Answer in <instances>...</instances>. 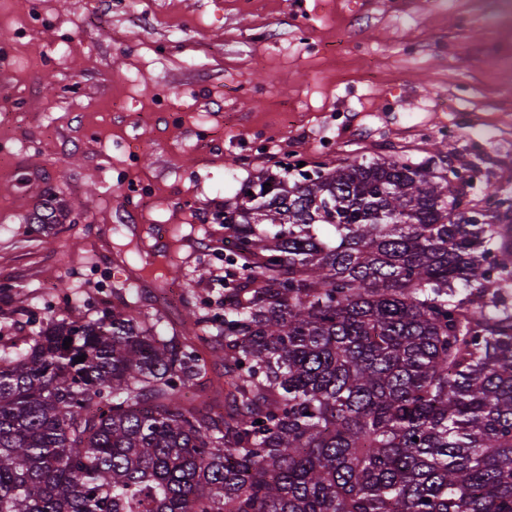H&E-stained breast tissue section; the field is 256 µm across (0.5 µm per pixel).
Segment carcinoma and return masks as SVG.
Here are the masks:
<instances>
[{"label": "carcinoma", "mask_w": 512, "mask_h": 512, "mask_svg": "<svg viewBox=\"0 0 512 512\" xmlns=\"http://www.w3.org/2000/svg\"><path fill=\"white\" fill-rule=\"evenodd\" d=\"M288 172L216 213L222 312L0 344V512H512V206L396 156Z\"/></svg>", "instance_id": "cac0c4a2"}]
</instances>
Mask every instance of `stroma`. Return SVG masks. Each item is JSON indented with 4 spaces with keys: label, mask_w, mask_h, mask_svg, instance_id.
Listing matches in <instances>:
<instances>
[{
    "label": "stroma",
    "mask_w": 512,
    "mask_h": 512,
    "mask_svg": "<svg viewBox=\"0 0 512 512\" xmlns=\"http://www.w3.org/2000/svg\"><path fill=\"white\" fill-rule=\"evenodd\" d=\"M0 0V337L121 306L128 273L171 335L231 267L215 212L300 155L306 169L444 145L453 191L512 201V15L498 0ZM319 47L302 49L299 24ZM368 44L360 54L357 41ZM68 41L71 53L52 46ZM42 68H34V59ZM119 111H112V104ZM262 131L275 154H254ZM145 142L135 154L118 141ZM78 204L43 239V202Z\"/></svg>",
    "instance_id": "35a3bbf8"
}]
</instances>
